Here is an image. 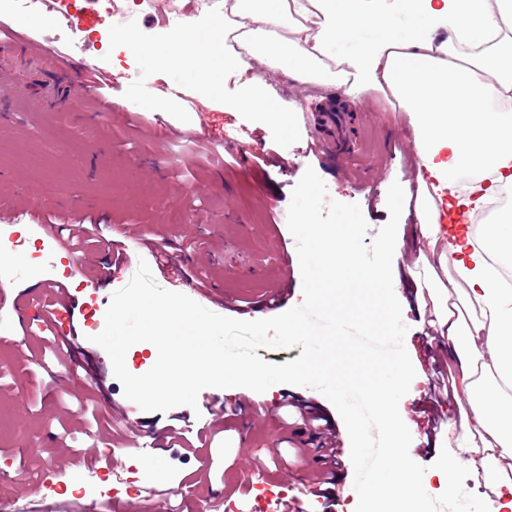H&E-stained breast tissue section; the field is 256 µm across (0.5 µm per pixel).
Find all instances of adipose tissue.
<instances>
[{"label": "adipose tissue", "mask_w": 512, "mask_h": 512, "mask_svg": "<svg viewBox=\"0 0 512 512\" xmlns=\"http://www.w3.org/2000/svg\"><path fill=\"white\" fill-rule=\"evenodd\" d=\"M224 0L227 14L250 19L252 28L236 45L212 41L201 55L192 19H183L167 43L171 61L196 66L198 78L217 89L212 61L235 68L260 62L299 82L335 81V66L347 65L351 92L386 86L409 113L421 159L420 185L453 189L459 177L470 186L458 206L478 210L512 189V112L491 109L512 99V0ZM286 23L290 35L270 39L268 25ZM483 51L469 61L455 55L460 45ZM428 255L440 270L454 268L452 287L439 289V327L451 347L453 395L468 410L461 429L468 440L464 460L473 474L492 476L512 512V288L498 267L512 266V213L484 225L479 241L457 245L456 263L435 232L425 230ZM350 485L354 494L381 491L393 496L397 512L425 500L430 512H460L461 502L441 483L444 498H431L427 480L407 474L398 445L378 463L359 460Z\"/></svg>", "instance_id": "adipose-tissue-1"}]
</instances>
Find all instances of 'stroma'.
I'll list each match as a JSON object with an SVG mask.
<instances>
[{"label":"stroma","mask_w":512,"mask_h":512,"mask_svg":"<svg viewBox=\"0 0 512 512\" xmlns=\"http://www.w3.org/2000/svg\"><path fill=\"white\" fill-rule=\"evenodd\" d=\"M81 30H53L46 50L77 43L74 64L94 68L100 82L101 115L76 127L64 112L34 111L27 95L14 102L13 119L0 120V231L25 238L39 248L40 264L32 266L26 250L18 251L10 286L0 296V507L9 508L15 481L37 484L43 469L60 470L61 482L84 487L82 498L28 499L29 512H123L138 503L141 512H210L214 497L230 512H251L255 491L241 487V469L253 464L254 481L269 480L274 489L298 498L301 512H371L372 502L345 495L335 484L329 497L305 492L321 476L317 440L299 425L278 417L284 401L299 398L294 386L276 384L257 393L243 387L203 389L196 407L178 406L145 412L127 399L109 355L90 341V312L105 316L113 292L146 261L161 288L193 297L205 295L190 282L223 295L227 317L256 321L272 318L267 303L280 278L288 280L284 309L304 300L299 263L282 271L284 254H296L288 229L292 191L306 169H314L327 187V197L358 204L375 237L390 219L386 204H373L372 194L386 195L392 183L408 188L392 262L393 286L408 328L404 346L416 371L399 403L412 442L411 458L434 475L457 453L461 407L446 394L434 393L437 373L448 361V340L434 325L433 290L423 254L426 240L413 217L418 161L415 133L408 112L389 89H368L349 96L341 89L294 81L263 66L217 74L220 90L212 93L192 78L178 77L158 51L152 66L131 54L113 58L109 39L125 30L141 40L165 41L174 14L158 12L143 0L133 21L107 15L98 0H80ZM259 79L261 92L283 109L287 122L268 124L253 112L235 109L247 80ZM335 113L345 150L338 157L318 150L316 130L307 114ZM37 210L47 222L82 223L76 249L66 234L46 232L30 221ZM127 224L125 262L106 273L112 227ZM165 246L172 260L143 246V239ZM61 282L69 306L54 325L38 315L33 295L45 281ZM65 341L88 356L100 380L91 389L100 418L114 417L111 436L88 432L80 414L60 401L76 390L70 361L49 360L47 370H30V355L41 354L46 336ZM176 433L174 447L144 460L136 443L152 434ZM118 448L121 468H134L139 493L116 500L99 497L93 478L71 465L75 448H99L104 440ZM297 452L292 466L281 455ZM193 484L194 497H172L174 489Z\"/></svg>","instance_id":"stroma-1"}]
</instances>
